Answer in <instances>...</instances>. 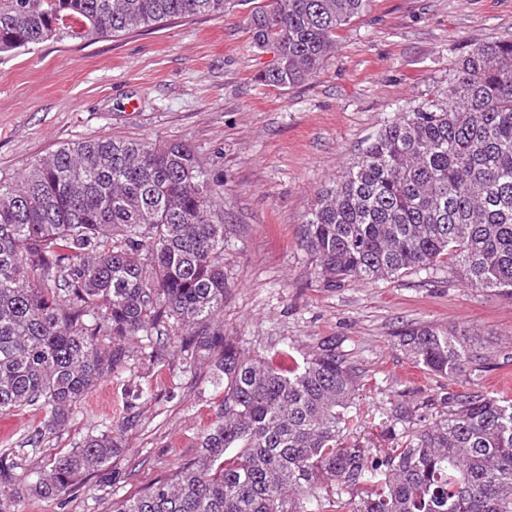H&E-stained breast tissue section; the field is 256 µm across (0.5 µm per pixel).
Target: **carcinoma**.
Instances as JSON below:
<instances>
[{"label":"carcinoma","instance_id":"cac0c4a2","mask_svg":"<svg viewBox=\"0 0 512 512\" xmlns=\"http://www.w3.org/2000/svg\"><path fill=\"white\" fill-rule=\"evenodd\" d=\"M373 0H260L259 79L317 76L337 34ZM227 0H0V52L55 37L93 40L222 17ZM329 283L376 282L450 265L467 288L512 289V40L475 44L442 98L381 129L300 227ZM224 205L196 152L174 141L68 143L0 178V414L43 409L64 424L92 381L122 370L125 340L161 337L210 361L224 389L200 451L112 512H512V398L465 391L448 419L400 448L347 443L360 386L336 338L298 361L250 354L224 335ZM110 345H103V338ZM400 350L441 378L484 371L471 336L407 326ZM289 358L286 367L274 357ZM112 430L56 457L26 490L51 499L84 474L106 483Z\"/></svg>","mask_w":512,"mask_h":512}]
</instances>
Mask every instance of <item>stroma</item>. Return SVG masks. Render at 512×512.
<instances>
[{
	"instance_id": "1",
	"label": "stroma",
	"mask_w": 512,
	"mask_h": 512,
	"mask_svg": "<svg viewBox=\"0 0 512 512\" xmlns=\"http://www.w3.org/2000/svg\"><path fill=\"white\" fill-rule=\"evenodd\" d=\"M255 0H229L220 18L172 20L93 41L57 37L0 54V177L10 178L63 144L94 138L173 140L191 146L224 198V333L248 352L302 358L336 337L364 379L351 437L396 448L444 422L446 399L472 390L512 395V294L473 290L441 269L329 285L299 226L385 125L446 91L472 44L512 40V0H374L344 28L335 55L305 83L279 89L257 75L272 54L251 44ZM479 338L493 355L481 377L450 381L416 367L396 345L407 324ZM118 375L95 381L65 425L21 407L0 414V454L35 480L60 452L111 429L120 450L108 486L83 476L58 499L21 496L19 512H110L166 469L193 456L222 391L208 361L169 347L164 364L137 341ZM405 398V422L392 408ZM39 443H30L34 430Z\"/></svg>"
}]
</instances>
